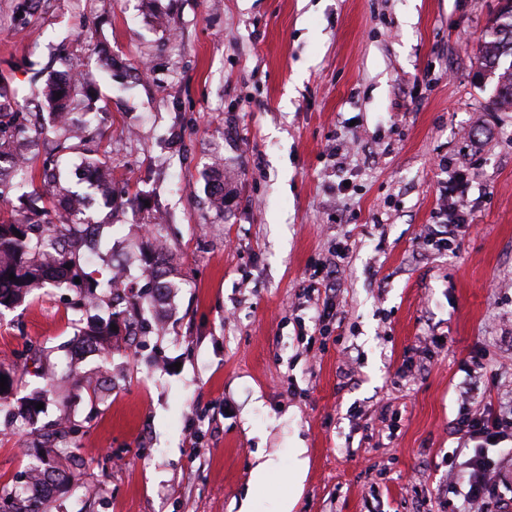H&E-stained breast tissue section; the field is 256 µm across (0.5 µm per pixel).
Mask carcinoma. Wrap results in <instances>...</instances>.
<instances>
[{"mask_svg":"<svg viewBox=\"0 0 512 512\" xmlns=\"http://www.w3.org/2000/svg\"><path fill=\"white\" fill-rule=\"evenodd\" d=\"M512 8H504L489 21L481 49L482 68L497 73L500 58L512 56ZM80 81L59 84L48 77L35 91L36 104L26 117L19 118L9 101V91L0 83V158L12 156L25 160L24 140L38 137L44 130L41 104L48 106L49 119L60 139L47 153L39 176L51 189L48 197L36 191L22 190L13 182L11 171L0 168V307L12 309L22 303L36 288L66 285L76 290L69 310L77 322H86L77 347L84 350L107 349L112 337L121 334L139 336L148 332V325L133 316V311L171 293L179 284L171 279L167 258L158 247L150 249L146 261L154 276L133 293H118L112 279H96L87 272V259L94 254L106 260L111 251L106 248L102 229L112 224V212L101 216L90 211L87 196L72 190L61 181L58 162L60 153L68 149L67 141L85 136L86 122L77 120L71 112ZM61 96H56V93ZM496 103L512 105V64L498 73ZM83 167L90 186L99 191L107 203L113 201L112 166L96 154L83 158ZM210 206L224 210V182L209 186ZM15 279H9V275ZM80 283H75V279ZM104 309L107 316L88 317L94 310ZM118 330H112V326ZM57 434L43 435L44 447L35 449V462L26 472L28 481L24 495L0 489V500L9 503V512H49L51 491L55 485L68 487L78 483L83 471L65 463L64 449L56 447Z\"/></svg>","mask_w":512,"mask_h":512,"instance_id":"cac0c4a2","label":"carcinoma"}]
</instances>
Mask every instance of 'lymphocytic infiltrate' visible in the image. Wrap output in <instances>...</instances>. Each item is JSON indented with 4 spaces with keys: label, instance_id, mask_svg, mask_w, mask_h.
<instances>
[{
    "label": "lymphocytic infiltrate",
    "instance_id": "lymphocytic-infiltrate-1",
    "mask_svg": "<svg viewBox=\"0 0 512 512\" xmlns=\"http://www.w3.org/2000/svg\"><path fill=\"white\" fill-rule=\"evenodd\" d=\"M473 383L459 393L460 405L452 421L456 448L445 455L449 468L463 467L461 481L450 491L467 505V512H512V483L504 475L512 470V455H491L495 445L512 443V399L493 407H478L471 399Z\"/></svg>",
    "mask_w": 512,
    "mask_h": 512
}]
</instances>
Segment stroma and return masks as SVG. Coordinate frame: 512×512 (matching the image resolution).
Here are the masks:
<instances>
[{
	"label": "stroma",
	"instance_id": "obj_1",
	"mask_svg": "<svg viewBox=\"0 0 512 512\" xmlns=\"http://www.w3.org/2000/svg\"><path fill=\"white\" fill-rule=\"evenodd\" d=\"M17 2L0 0V77L25 96L66 55L91 121L60 168L106 152L163 214L181 286L108 354L72 352L70 289L0 313V366L19 380L0 403V487L65 405L84 475L50 512H237L255 454L287 468L293 448L308 458L293 512H415L410 481L443 512L472 356L495 372L484 403L512 396V108L478 63L498 0H40L23 19ZM453 172L468 222L437 252L420 235L446 222ZM339 236L345 317L302 339L314 310L298 295ZM433 334L446 347L398 381ZM47 386L35 421L8 422Z\"/></svg>",
	"mask_w": 512,
	"mask_h": 512
}]
</instances>
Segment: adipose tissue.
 Here are the masks:
<instances>
[{"mask_svg":"<svg viewBox=\"0 0 512 512\" xmlns=\"http://www.w3.org/2000/svg\"><path fill=\"white\" fill-rule=\"evenodd\" d=\"M303 454V449H293L295 466L290 473H284L285 491L268 496L263 502L258 500L255 491L266 487L276 473H282L281 464L271 457L256 454L255 463L250 471V490L241 499L238 512H292L307 475V461Z\"/></svg>","mask_w":512,"mask_h":512,"instance_id":"1","label":"adipose tissue"}]
</instances>
